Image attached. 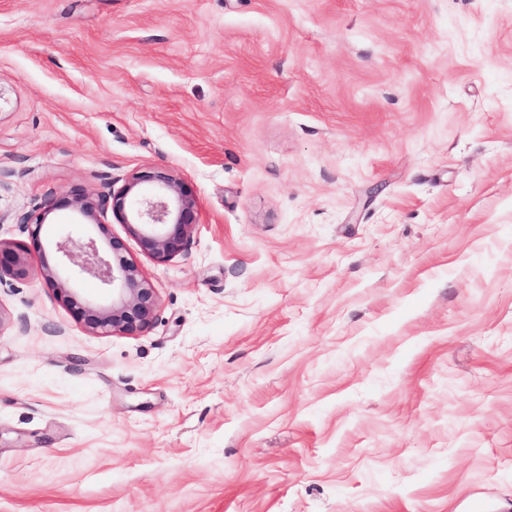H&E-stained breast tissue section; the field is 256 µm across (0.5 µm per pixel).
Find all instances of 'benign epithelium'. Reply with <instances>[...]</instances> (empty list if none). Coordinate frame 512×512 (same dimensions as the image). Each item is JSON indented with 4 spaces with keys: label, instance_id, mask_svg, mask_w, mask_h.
<instances>
[{
    "label": "benign epithelium",
    "instance_id": "benign-epithelium-1",
    "mask_svg": "<svg viewBox=\"0 0 512 512\" xmlns=\"http://www.w3.org/2000/svg\"><path fill=\"white\" fill-rule=\"evenodd\" d=\"M107 205L144 255L167 262L188 249L198 224L196 201L168 169L148 167L132 173L105 199L83 195L51 200L33 221L25 223L32 239L38 241L51 214L61 207L75 209L80 223L92 231L78 239L63 234L49 250H41L45 282L90 331L132 335L151 326L158 295L138 265L127 258L126 241L100 223L99 213ZM27 273L25 251L0 245V282L6 277L20 280ZM77 275L96 280L112 292V299L100 302L84 297L69 286Z\"/></svg>",
    "mask_w": 512,
    "mask_h": 512
}]
</instances>
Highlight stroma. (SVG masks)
<instances>
[{"label": "stroma", "mask_w": 512, "mask_h": 512, "mask_svg": "<svg viewBox=\"0 0 512 512\" xmlns=\"http://www.w3.org/2000/svg\"><path fill=\"white\" fill-rule=\"evenodd\" d=\"M169 169L95 335L21 223ZM0 512H504L512 0H0ZM24 249H14L0 244V282L5 277L23 279L28 273V262Z\"/></svg>", "instance_id": "obj_1"}]
</instances>
